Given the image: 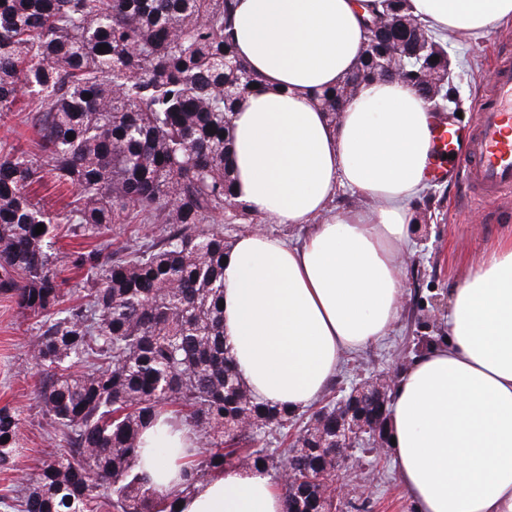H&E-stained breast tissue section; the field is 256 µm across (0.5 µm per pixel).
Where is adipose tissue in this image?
<instances>
[{
  "instance_id": "obj_1",
  "label": "adipose tissue",
  "mask_w": 512,
  "mask_h": 512,
  "mask_svg": "<svg viewBox=\"0 0 512 512\" xmlns=\"http://www.w3.org/2000/svg\"><path fill=\"white\" fill-rule=\"evenodd\" d=\"M437 35L471 38L512 24V0H407ZM359 0H237L234 47L260 80L232 115L229 153L240 202L299 243L239 235L224 266V345L260 401L300 413L345 354L389 336L402 313L399 256L410 204L428 188L433 114L407 83H362L337 122L316 96L356 69ZM358 196L338 209L339 190ZM447 343L400 370L386 448L416 512H512V229L467 270L448 308ZM200 440L158 422L138 460L154 488L180 481ZM180 512H285L275 478L226 467Z\"/></svg>"
}]
</instances>
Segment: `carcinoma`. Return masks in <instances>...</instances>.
I'll return each instance as SVG.
<instances>
[{"label": "carcinoma", "instance_id": "carcinoma-1", "mask_svg": "<svg viewBox=\"0 0 512 512\" xmlns=\"http://www.w3.org/2000/svg\"><path fill=\"white\" fill-rule=\"evenodd\" d=\"M235 0H0V121L27 102L34 148H0V294L36 319L31 355L44 373L37 403L56 447L25 472L18 411L0 408V470L21 488L0 512H177L181 496L227 466L288 472L286 510L318 512L326 449L296 452V414L257 400L224 349V221H253L236 200L225 131L258 82L232 47ZM365 22L414 19L405 0L366 4ZM357 66L410 56L406 81L448 97L445 43L427 28L411 43L374 31ZM107 49L99 50V45ZM438 60H433V57ZM340 86L320 95L330 122ZM91 98H86V95ZM74 134V139L67 135ZM47 177L66 187L63 211L31 195ZM44 232L35 234L37 225ZM87 247L54 251L52 225ZM139 224L116 248L107 232ZM82 271V300L67 303L61 267ZM171 409L200 437L182 482L160 498L136 469L141 434ZM326 404L306 424H334ZM366 419L388 430L372 398ZM9 441H3V437ZM281 439L287 448H273Z\"/></svg>", "mask_w": 512, "mask_h": 512}]
</instances>
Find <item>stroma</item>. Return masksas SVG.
<instances>
[{
    "mask_svg": "<svg viewBox=\"0 0 512 512\" xmlns=\"http://www.w3.org/2000/svg\"><path fill=\"white\" fill-rule=\"evenodd\" d=\"M512 53V28H491L486 35L448 41L459 112L446 119L460 130L474 124L482 93L493 72L495 53ZM413 233L401 272L405 288L402 317L390 336L346 358L326 392L335 397L356 376H370L410 365L428 347L446 340L445 321L454 288L462 282L471 258L491 249L512 229V197L482 208L460 179L432 183L427 198L411 204ZM35 321L0 295V407L18 410L22 418L24 464L35 468L53 442L36 407L41 369L32 359L29 341ZM349 481L348 496L366 503V512H414L398 472L388 456L368 455Z\"/></svg>",
    "mask_w": 512,
    "mask_h": 512,
    "instance_id": "stroma-1",
    "label": "stroma"
}]
</instances>
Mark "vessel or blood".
<instances>
[{
	"instance_id": "vessel-or-blood-1",
	"label": "vessel or blood",
	"mask_w": 512,
	"mask_h": 512,
	"mask_svg": "<svg viewBox=\"0 0 512 512\" xmlns=\"http://www.w3.org/2000/svg\"><path fill=\"white\" fill-rule=\"evenodd\" d=\"M512 57L504 59L491 85L482 97L479 118L472 130L470 145L458 174L473 190V200L491 206L512 193ZM433 148L440 160L431 167L433 177L447 179L448 168L443 156L457 154L459 143L447 125L437 126Z\"/></svg>"
}]
</instances>
